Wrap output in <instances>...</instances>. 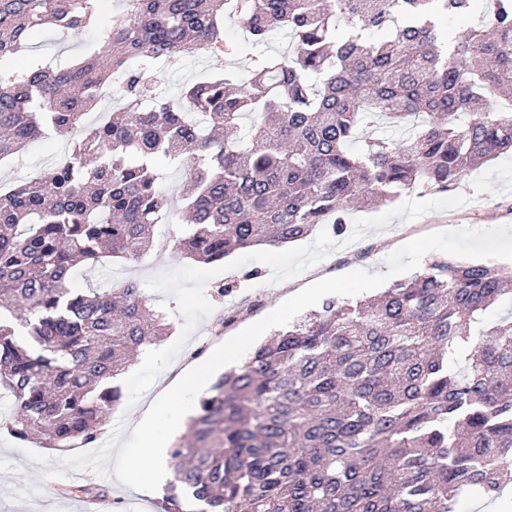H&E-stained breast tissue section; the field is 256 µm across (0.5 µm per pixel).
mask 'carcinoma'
<instances>
[{
    "instance_id": "carcinoma-1",
    "label": "carcinoma",
    "mask_w": 512,
    "mask_h": 512,
    "mask_svg": "<svg viewBox=\"0 0 512 512\" xmlns=\"http://www.w3.org/2000/svg\"><path fill=\"white\" fill-rule=\"evenodd\" d=\"M94 2L0 0V161L41 135L69 142L48 172L0 191V391L12 437L62 451L97 442L123 399L114 379L171 330L136 280L72 287L79 259L153 249L159 159H194L177 250L221 263L319 225L340 233L354 203L450 191L512 148V0L454 39L441 24L474 0H123L107 27L90 22ZM226 17L256 44L285 30L288 50L252 59L245 80L226 69L176 100L157 92L155 61L223 50ZM48 28L92 30L106 54L21 65ZM117 74L124 104L87 124ZM246 115V139L223 135ZM416 116L404 138L375 135L380 119ZM508 297L512 271L449 260L373 298L323 301L201 394L162 512H456L466 494L500 498L512 319L475 329Z\"/></svg>"
}]
</instances>
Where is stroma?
Listing matches in <instances>:
<instances>
[{
  "label": "stroma",
  "mask_w": 512,
  "mask_h": 512,
  "mask_svg": "<svg viewBox=\"0 0 512 512\" xmlns=\"http://www.w3.org/2000/svg\"><path fill=\"white\" fill-rule=\"evenodd\" d=\"M93 37L89 30H48L34 38L27 59L36 64H74ZM224 41L227 52L155 68L158 87L175 98L203 72L244 71L255 56L288 46L279 32L266 43L252 45L230 19L224 22ZM65 150V140L52 135L33 140L22 160L0 163V185L8 187L49 170ZM501 225H512V155L507 153L470 170L454 190L405 191L392 203L351 210L343 233L321 225L306 239L277 248L256 246L217 265H204L176 253L181 224L157 225L155 233L161 242L141 261L107 257L102 266L84 265L74 274V287L84 289L116 288L129 279L141 281L153 305L174 325L170 336L138 354L116 378L124 398L112 413L113 421L122 423L123 438H130L135 423L166 385L193 365L195 349L202 345L215 349L315 279L358 269L384 273L386 257L415 238L459 227ZM223 283L228 286L223 298L212 297L213 288ZM230 311L237 312V320L223 332H215L216 320ZM11 418L9 402L1 399L0 512H81L83 500L64 495L63 490L90 478L88 471H73L60 464L57 451L11 437L3 427Z\"/></svg>",
  "instance_id": "stroma-1"
}]
</instances>
